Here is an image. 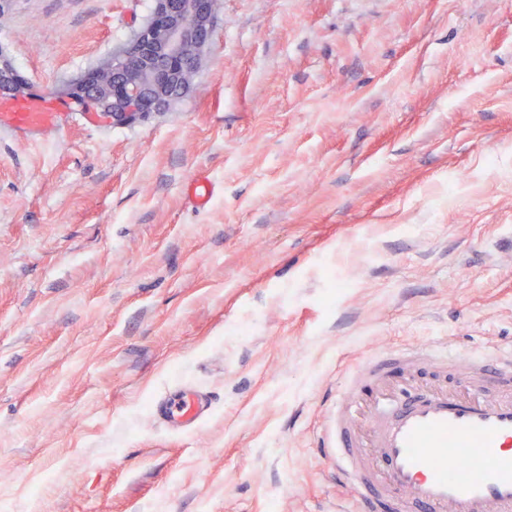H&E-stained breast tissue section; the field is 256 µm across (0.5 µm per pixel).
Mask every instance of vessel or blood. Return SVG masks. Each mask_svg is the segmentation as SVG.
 Instances as JSON below:
<instances>
[{
  "label": "vessel or blood",
  "mask_w": 512,
  "mask_h": 512,
  "mask_svg": "<svg viewBox=\"0 0 512 512\" xmlns=\"http://www.w3.org/2000/svg\"><path fill=\"white\" fill-rule=\"evenodd\" d=\"M48 95L0 98V130L52 133L68 111ZM215 193L187 183L198 208ZM452 373V386L425 388L423 373ZM211 407L207 394L170 392L157 418L193 430ZM319 443L358 512H512V346L455 351L428 343L375 354L336 388Z\"/></svg>",
  "instance_id": "1"
}]
</instances>
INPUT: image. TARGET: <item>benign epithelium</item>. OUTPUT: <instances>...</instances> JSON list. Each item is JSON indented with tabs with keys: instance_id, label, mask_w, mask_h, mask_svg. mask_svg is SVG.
Here are the masks:
<instances>
[{
	"instance_id": "benign-epithelium-1",
	"label": "benign epithelium",
	"mask_w": 512,
	"mask_h": 512,
	"mask_svg": "<svg viewBox=\"0 0 512 512\" xmlns=\"http://www.w3.org/2000/svg\"><path fill=\"white\" fill-rule=\"evenodd\" d=\"M215 13L211 0H154L150 17L139 24L118 51L96 68L108 79L102 92L86 88L78 77L60 88L85 108L99 112L114 124H133L152 113L165 112L184 98L189 89L178 83L177 69L183 49L196 45V63L214 34ZM30 90L29 83L0 48V95Z\"/></svg>"
}]
</instances>
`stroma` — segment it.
Here are the masks:
<instances>
[{"instance_id": "stroma-1", "label": "stroma", "mask_w": 512, "mask_h": 512, "mask_svg": "<svg viewBox=\"0 0 512 512\" xmlns=\"http://www.w3.org/2000/svg\"><path fill=\"white\" fill-rule=\"evenodd\" d=\"M152 8L10 0L0 46L49 92ZM435 337L512 343V0H219L169 111L0 131V512H336L337 384ZM215 193V187L206 178H196L187 183L185 194L197 208H204ZM211 407L207 394L194 390H175L154 405V414L178 430H193Z\"/></svg>"}]
</instances>
